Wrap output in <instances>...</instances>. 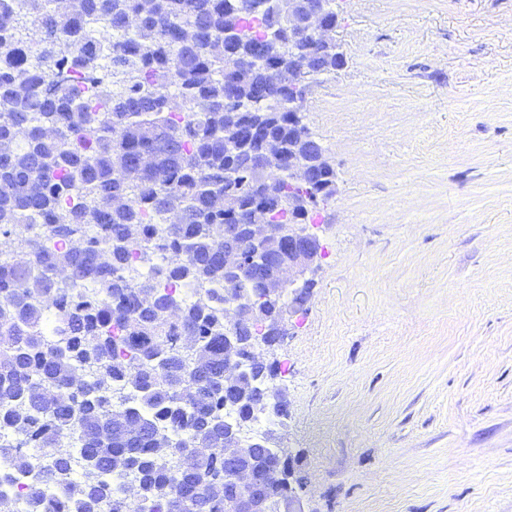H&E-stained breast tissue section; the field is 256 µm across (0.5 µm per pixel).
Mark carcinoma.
<instances>
[{
  "instance_id": "cac0c4a2",
  "label": "carcinoma",
  "mask_w": 512,
  "mask_h": 512,
  "mask_svg": "<svg viewBox=\"0 0 512 512\" xmlns=\"http://www.w3.org/2000/svg\"><path fill=\"white\" fill-rule=\"evenodd\" d=\"M294 51L261 0H0V454L50 450L32 512L57 481L60 512H225L224 418L280 369L224 387V305L253 301L236 336L283 330L270 269L224 266V225L318 219L288 215ZM242 462L278 512L288 460L259 441Z\"/></svg>"
}]
</instances>
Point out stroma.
Returning <instances> with one entry per match:
<instances>
[{
    "label": "stroma",
    "mask_w": 512,
    "mask_h": 512,
    "mask_svg": "<svg viewBox=\"0 0 512 512\" xmlns=\"http://www.w3.org/2000/svg\"><path fill=\"white\" fill-rule=\"evenodd\" d=\"M335 168L273 350L309 512H512V0H337Z\"/></svg>",
    "instance_id": "35a3bbf8"
}]
</instances>
